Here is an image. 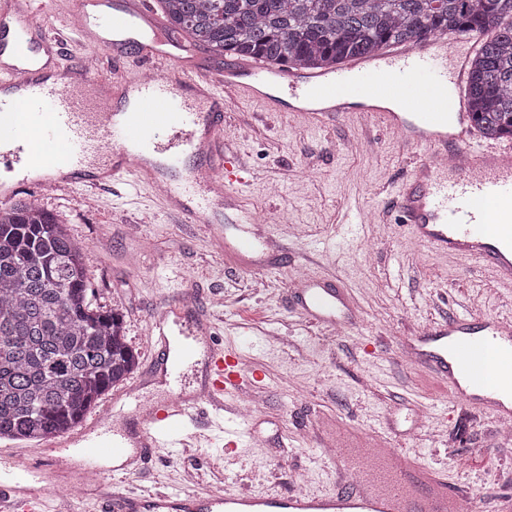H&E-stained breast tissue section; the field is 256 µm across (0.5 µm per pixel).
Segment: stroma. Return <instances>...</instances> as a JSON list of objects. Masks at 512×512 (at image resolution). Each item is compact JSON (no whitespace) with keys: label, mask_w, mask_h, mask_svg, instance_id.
Masks as SVG:
<instances>
[{"label":"stroma","mask_w":512,"mask_h":512,"mask_svg":"<svg viewBox=\"0 0 512 512\" xmlns=\"http://www.w3.org/2000/svg\"><path fill=\"white\" fill-rule=\"evenodd\" d=\"M224 136L256 175L246 191L251 203L288 216L273 227L275 264L257 272L218 252L214 226L178 222L147 189H104L93 208L78 186L48 193L29 184L15 196L56 213L87 244L92 301L123 316L144 382L116 407V422H133L139 402L168 395L151 376L147 324L170 305L191 303L215 344L265 374L254 412L265 444L219 472L215 446L162 449L132 489L275 494L300 483L317 494L335 491L314 426L337 420L356 435L386 437L447 474L480 512H499L501 500L512 498V443L501 442L492 415L455 406L447 383L398 348L401 337L467 311L479 320L512 316V288L479 265L414 243L390 207L396 183L426 150L404 147L394 133L351 114L320 127L244 98L225 112ZM358 209L365 223H350ZM299 269L334 281L357 324L331 336L302 316L291 290ZM413 407L419 425L392 433ZM283 436L288 455L281 458L275 447Z\"/></svg>","instance_id":"1"}]
</instances>
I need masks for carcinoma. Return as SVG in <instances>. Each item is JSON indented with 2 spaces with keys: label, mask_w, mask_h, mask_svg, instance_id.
<instances>
[{
  "label": "carcinoma",
  "mask_w": 512,
  "mask_h": 512,
  "mask_svg": "<svg viewBox=\"0 0 512 512\" xmlns=\"http://www.w3.org/2000/svg\"><path fill=\"white\" fill-rule=\"evenodd\" d=\"M171 25L219 55L329 70L392 44L484 34L468 61L474 126L512 139V0H162ZM85 248L35 202L0 211V439L77 425L136 371L123 316L93 306Z\"/></svg>",
  "instance_id": "1"
}]
</instances>
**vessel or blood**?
Returning a JSON list of instances; mask_svg holds the SVG:
<instances>
[{"instance_id":"1","label":"vessel or blood","mask_w":512,"mask_h":512,"mask_svg":"<svg viewBox=\"0 0 512 512\" xmlns=\"http://www.w3.org/2000/svg\"><path fill=\"white\" fill-rule=\"evenodd\" d=\"M52 14L51 0H0V165L14 188L35 180V170V181L54 190L78 185L92 193L125 179L161 188L166 211L186 224L217 223L227 208L235 223H260L243 194L252 171L224 138V112L238 93L278 108L268 93L275 82L295 98L294 118L318 123L357 100L362 116L425 148L427 158L391 198L410 237L435 253L481 264L512 287V149L475 140L461 94L477 40L441 35L353 59L331 73L228 59L216 75H192V42L156 21L148 0H73L69 21L59 25ZM72 37L92 63L61 62ZM130 54L140 58L143 74L121 73L118 63ZM160 59L168 67H157ZM383 99L396 100L398 111L381 108ZM298 298L307 318L339 325L346 301L333 285L305 278ZM185 311L181 305L149 323L161 368L174 380L192 349L172 353L169 318ZM409 347L417 365L447 381L451 400L512 419V321L479 323L460 314L429 326ZM257 382L239 354L213 347L199 394L172 389L141 412L134 430L113 428L111 409L89 413L57 445L79 447V467L105 490L108 512H466V500L441 472L395 448H349L340 439L329 453L333 493L173 496L105 487V480L135 476L152 451L183 444L202 403L213 417L200 440L223 442L228 456L251 448L258 426L242 418L235 400ZM34 454L29 461L0 454V512H51L66 472L52 450ZM106 457L111 466H102Z\"/></svg>"}]
</instances>
